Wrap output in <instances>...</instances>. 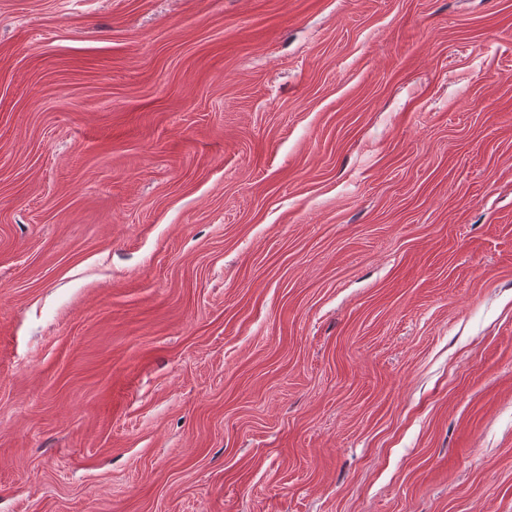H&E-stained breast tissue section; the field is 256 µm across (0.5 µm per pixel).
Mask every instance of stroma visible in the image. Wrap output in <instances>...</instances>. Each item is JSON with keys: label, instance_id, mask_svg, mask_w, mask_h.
<instances>
[{"label": "stroma", "instance_id": "obj_1", "mask_svg": "<svg viewBox=\"0 0 512 512\" xmlns=\"http://www.w3.org/2000/svg\"><path fill=\"white\" fill-rule=\"evenodd\" d=\"M0 512H512V0H0Z\"/></svg>", "mask_w": 512, "mask_h": 512}]
</instances>
